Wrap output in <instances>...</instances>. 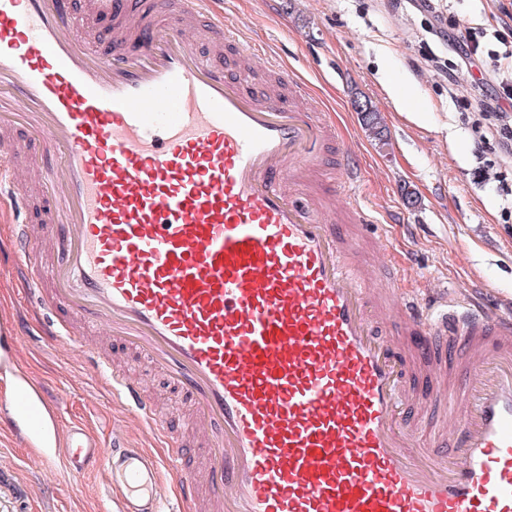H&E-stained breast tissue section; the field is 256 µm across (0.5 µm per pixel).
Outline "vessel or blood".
Wrapping results in <instances>:
<instances>
[{
    "label": "vessel or blood",
    "instance_id": "1",
    "mask_svg": "<svg viewBox=\"0 0 512 512\" xmlns=\"http://www.w3.org/2000/svg\"><path fill=\"white\" fill-rule=\"evenodd\" d=\"M208 0H146L142 32L95 46L72 0H0V130H35L64 163L47 205L45 256L21 230L22 286L49 320V343L87 349L112 401L153 426L184 512H512V311L452 294L398 307L396 348L377 326L364 235L342 232L295 182L337 139L306 82L269 67L282 90H255L223 50L182 32ZM360 168L331 181L358 227L371 221ZM146 358L189 401L204 442L172 430L139 383L114 371L86 329ZM22 334L0 322L10 425L40 440L53 405L18 366ZM456 416L446 456L413 412L419 394ZM72 476L105 470L121 512H161L159 462L63 432Z\"/></svg>",
    "mask_w": 512,
    "mask_h": 512
}]
</instances>
